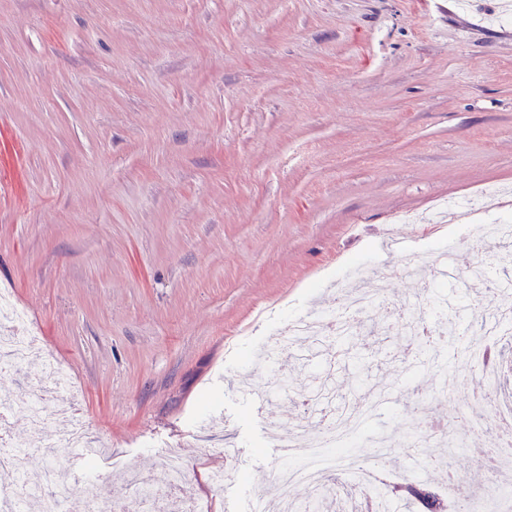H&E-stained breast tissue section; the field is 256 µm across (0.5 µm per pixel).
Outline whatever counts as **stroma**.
I'll return each instance as SVG.
<instances>
[{
    "label": "stroma",
    "mask_w": 512,
    "mask_h": 512,
    "mask_svg": "<svg viewBox=\"0 0 512 512\" xmlns=\"http://www.w3.org/2000/svg\"><path fill=\"white\" fill-rule=\"evenodd\" d=\"M501 0H0V288L30 315L38 354L0 374L16 400L53 359L55 394L109 448L112 477L153 478L179 449L187 498L247 506L277 467L269 428L313 430L365 404V385L408 364L365 322L288 349L250 373L291 317L331 316L355 269L492 261L438 201L512 190V9ZM417 215L393 225L397 213ZM398 303L494 298L447 274L385 281ZM428 414L452 421L465 477L473 384L415 369ZM389 399L345 452L424 431ZM217 471L223 488L208 485Z\"/></svg>",
    "instance_id": "1"
}]
</instances>
